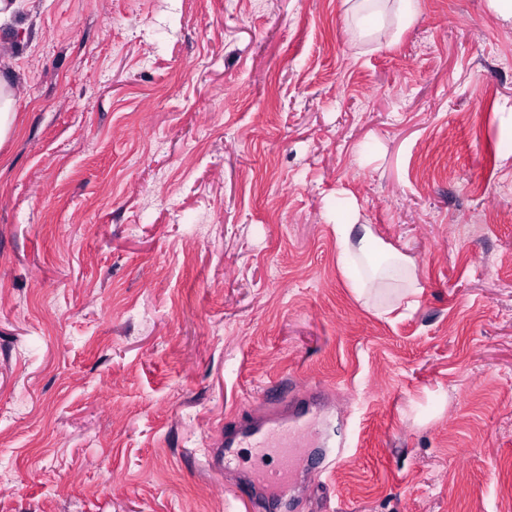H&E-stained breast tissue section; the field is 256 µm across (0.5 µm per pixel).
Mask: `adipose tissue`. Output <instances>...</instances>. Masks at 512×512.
Returning <instances> with one entry per match:
<instances>
[{"instance_id": "1", "label": "adipose tissue", "mask_w": 512, "mask_h": 512, "mask_svg": "<svg viewBox=\"0 0 512 512\" xmlns=\"http://www.w3.org/2000/svg\"><path fill=\"white\" fill-rule=\"evenodd\" d=\"M336 240L339 246L338 265L357 296H364L369 288L368 281L357 273L359 259L384 258L385 266L379 267L381 277L392 279L411 274L410 259L392 250L367 224H340L336 227Z\"/></svg>"}]
</instances>
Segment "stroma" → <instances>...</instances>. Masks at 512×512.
I'll return each mask as SVG.
<instances>
[{
    "instance_id": "stroma-1",
    "label": "stroma",
    "mask_w": 512,
    "mask_h": 512,
    "mask_svg": "<svg viewBox=\"0 0 512 512\" xmlns=\"http://www.w3.org/2000/svg\"><path fill=\"white\" fill-rule=\"evenodd\" d=\"M21 0L0 24V512H250L204 465L298 386L293 512L512 507V25L488 0ZM358 220L422 291L357 299ZM15 100L12 95L10 78L0 72V146L15 130ZM336 240L339 246L338 265L358 299L362 298L369 288V282L357 273V261L362 258L386 257V264H379L378 272L381 277L391 280L409 277L410 293L417 295L422 290L417 278L411 273L410 259L392 250L374 233L370 225L337 224ZM387 267L391 268L387 269ZM327 426V420L323 419L314 427L307 426L300 433L299 437L313 445L320 444L319 449L323 462H326L327 467H334L336 462L345 454V451L347 448H349V445L347 444L346 438L341 436L336 445L337 448H326L328 445L324 436Z\"/></svg>"
}]
</instances>
